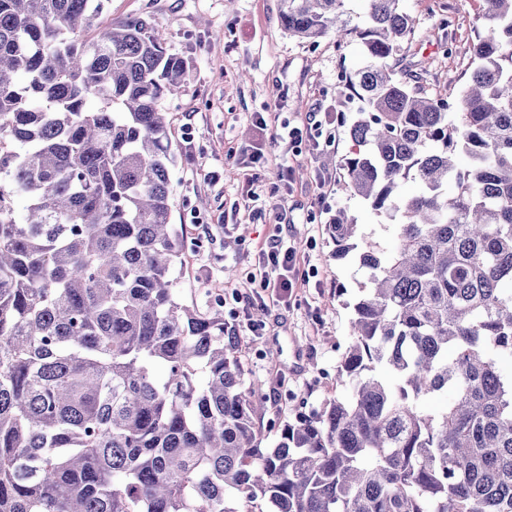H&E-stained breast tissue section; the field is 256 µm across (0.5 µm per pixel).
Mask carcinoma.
Returning <instances> with one entry per match:
<instances>
[{
  "instance_id": "obj_1",
  "label": "carcinoma",
  "mask_w": 512,
  "mask_h": 512,
  "mask_svg": "<svg viewBox=\"0 0 512 512\" xmlns=\"http://www.w3.org/2000/svg\"><path fill=\"white\" fill-rule=\"evenodd\" d=\"M345 2L280 21L359 40L341 190L399 223L359 255L347 395L262 448L221 300L176 288L162 103L189 61L96 0H0V512H512V0H489L455 122L389 65L400 0L359 23ZM331 231L354 247L345 211Z\"/></svg>"
}]
</instances>
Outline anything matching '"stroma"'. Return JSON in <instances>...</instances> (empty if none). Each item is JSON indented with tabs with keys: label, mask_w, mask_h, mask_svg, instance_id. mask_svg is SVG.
Masks as SVG:
<instances>
[{
	"label": "stroma",
	"mask_w": 512,
	"mask_h": 512,
	"mask_svg": "<svg viewBox=\"0 0 512 512\" xmlns=\"http://www.w3.org/2000/svg\"><path fill=\"white\" fill-rule=\"evenodd\" d=\"M279 7L280 0H103L101 15L106 23L149 17L172 51L194 62L182 92L164 102L176 155L173 221L201 242L177 266L179 288L188 304L223 298L224 322L239 331L245 380L262 386L255 427L265 448L295 411L346 393L336 366L351 342L347 304L361 296L368 273L355 253L336 255L337 209L355 218L362 239L385 249L394 238L390 218L340 189L339 162L351 151L361 103L339 97L337 87L358 67L359 45L291 37ZM400 7L414 33L396 70L419 75L427 95L458 101L487 0H400ZM258 112L267 123L261 134L252 124ZM315 119L323 122L320 138L279 140L283 125ZM275 237L297 250L298 281L288 294L258 281Z\"/></svg>",
	"instance_id": "stroma-1"
}]
</instances>
